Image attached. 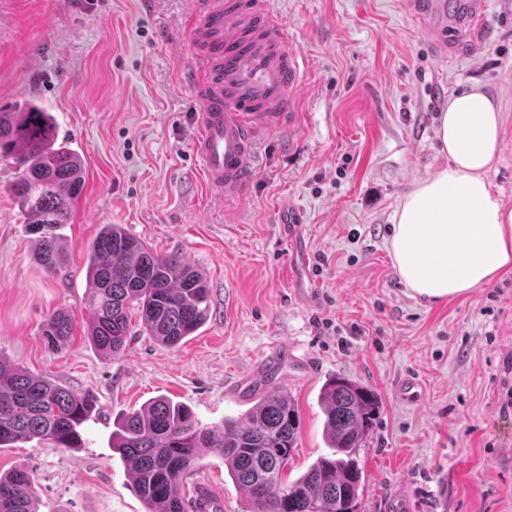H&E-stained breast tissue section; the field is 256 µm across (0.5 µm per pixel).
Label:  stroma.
<instances>
[{"mask_svg": "<svg viewBox=\"0 0 512 512\" xmlns=\"http://www.w3.org/2000/svg\"><path fill=\"white\" fill-rule=\"evenodd\" d=\"M268 8L304 59L299 117L260 139L252 190L225 207L192 151L194 0H0V106L31 100L50 112L85 167L60 229L71 262L53 275L34 259L10 191L15 169L0 161V359L97 399L83 447L0 448V474L27 469L40 512H145L112 446L117 421L164 395L218 426L278 389L301 417L284 472L293 480L329 452L319 393L339 375L380 399L357 456L359 512H385L394 497L401 512H512V272L427 300L405 287L388 249L403 196L448 163L436 128L449 95L475 82L502 107L486 177L512 207V0H490L471 50L453 60L437 59L399 0ZM105 224L203 275L208 317L179 347L136 321L121 356L92 345L86 260ZM305 276L317 288L309 303L294 295ZM58 310L72 313L73 331L53 352L42 326ZM279 349L272 375L239 386ZM408 373L425 384L413 404L392 393ZM198 484L223 512H244L223 458L203 459L183 496Z\"/></svg>", "mask_w": 512, "mask_h": 512, "instance_id": "35a3bbf8", "label": "stroma"}]
</instances>
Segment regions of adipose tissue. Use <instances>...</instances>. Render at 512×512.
Returning a JSON list of instances; mask_svg holds the SVG:
<instances>
[{
  "instance_id": "1",
  "label": "adipose tissue",
  "mask_w": 512,
  "mask_h": 512,
  "mask_svg": "<svg viewBox=\"0 0 512 512\" xmlns=\"http://www.w3.org/2000/svg\"><path fill=\"white\" fill-rule=\"evenodd\" d=\"M502 119L480 85L449 96L436 129L448 165L405 194L389 240L397 273L413 295L459 297L512 271V208L486 178Z\"/></svg>"
}]
</instances>
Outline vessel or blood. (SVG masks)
Here are the masks:
<instances>
[{"mask_svg":"<svg viewBox=\"0 0 512 512\" xmlns=\"http://www.w3.org/2000/svg\"><path fill=\"white\" fill-rule=\"evenodd\" d=\"M401 10L429 24L440 58L453 56L486 20L487 0H400ZM189 79L198 103L193 152L216 201L242 199L258 168V139L298 118L304 70L300 54L267 7V0H195ZM415 375L400 377L395 397L419 401Z\"/></svg>","mask_w":512,"mask_h":512,"instance_id":"vessel-or-blood-1","label":"vessel or blood"}]
</instances>
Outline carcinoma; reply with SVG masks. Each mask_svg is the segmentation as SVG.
I'll list each match as a JSON object with an SVG mask.
<instances>
[{
	"label": "carcinoma",
	"instance_id": "obj_1",
	"mask_svg": "<svg viewBox=\"0 0 512 512\" xmlns=\"http://www.w3.org/2000/svg\"><path fill=\"white\" fill-rule=\"evenodd\" d=\"M0 161L18 170L12 194L35 236L36 262L51 274L65 271L70 258L59 229L84 188L82 158L59 136L53 117L26 101L0 107ZM87 268L90 336L106 356L121 354L133 313L147 335L167 347L181 344L208 317L202 274L175 255L152 252L119 224L102 225ZM72 322L67 311L46 320L48 350L67 346ZM319 403L332 454L288 482L283 473L297 448L300 419L283 391L260 397L245 420L226 418L216 427L200 422L186 405L159 396L124 417L112 432V447L134 476L146 512H185L178 486L212 455L224 458L229 475L244 489V512H358L362 471L356 455L372 433L378 395L336 376L323 385ZM96 410L93 395L75 394L0 359V447L39 439L78 448L83 425ZM0 512H38L28 470L0 474Z\"/></svg>",
	"mask_w": 512,
	"mask_h": 512
}]
</instances>
